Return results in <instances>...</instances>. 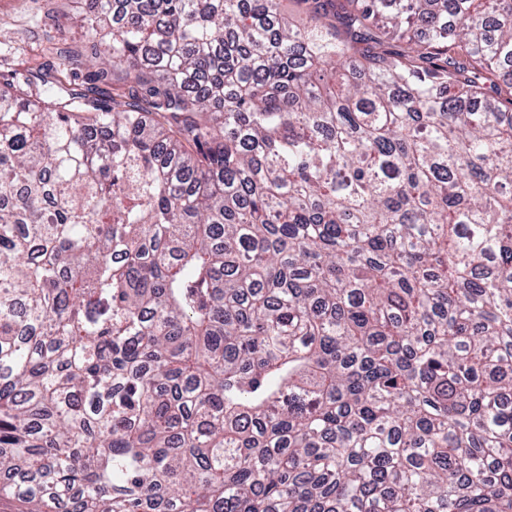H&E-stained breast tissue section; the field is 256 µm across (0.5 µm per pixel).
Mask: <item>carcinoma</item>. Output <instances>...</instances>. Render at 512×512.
<instances>
[{
  "mask_svg": "<svg viewBox=\"0 0 512 512\" xmlns=\"http://www.w3.org/2000/svg\"><path fill=\"white\" fill-rule=\"evenodd\" d=\"M311 2L90 0L0 81L25 512H512V0Z\"/></svg>",
  "mask_w": 512,
  "mask_h": 512,
  "instance_id": "obj_1",
  "label": "carcinoma"
}]
</instances>
